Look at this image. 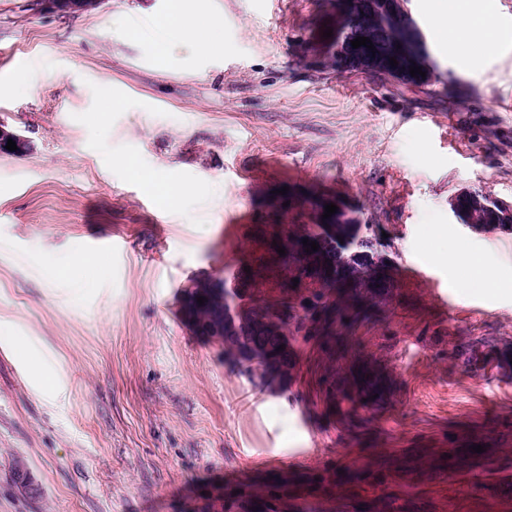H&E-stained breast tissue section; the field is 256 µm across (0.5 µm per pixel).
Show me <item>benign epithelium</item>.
Here are the masks:
<instances>
[{
    "label": "benign epithelium",
    "instance_id": "obj_1",
    "mask_svg": "<svg viewBox=\"0 0 512 512\" xmlns=\"http://www.w3.org/2000/svg\"><path fill=\"white\" fill-rule=\"evenodd\" d=\"M407 0H338L336 10V47L332 59L326 54H310V63L346 74H361L374 81L385 76L397 83L412 82L421 89L435 93L444 88V79L433 64L422 68L426 76H411L410 66L414 58L410 46L422 42V32L409 13ZM357 37L371 40L375 50L365 46L352 48L351 41ZM397 64L390 65V58ZM475 194L463 191L450 200L454 216L468 227L481 231L485 228L512 230V204H507L489 195L478 201L473 210L467 212L462 204Z\"/></svg>",
    "mask_w": 512,
    "mask_h": 512
}]
</instances>
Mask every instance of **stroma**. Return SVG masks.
Instances as JSON below:
<instances>
[{
	"instance_id": "35a3bbf8",
	"label": "stroma",
	"mask_w": 512,
	"mask_h": 512,
	"mask_svg": "<svg viewBox=\"0 0 512 512\" xmlns=\"http://www.w3.org/2000/svg\"><path fill=\"white\" fill-rule=\"evenodd\" d=\"M36 3L0 0V124L31 145L0 153V512H512V231L450 209L512 202V47L449 48L437 0H408L438 102L310 68L320 0H187L223 35L196 48L155 32L171 0ZM146 176L194 190L193 213ZM285 186L290 222L319 192L385 231L387 265L272 392L179 309L191 277L255 250ZM475 251L495 287L458 288ZM145 187L148 191L154 193L163 205L174 201H189V197L184 192L183 187L178 183L158 185L150 178H146ZM465 199H477L469 212L462 207ZM450 208L454 216L468 227L475 231H481L484 228L495 227L496 229L512 230V204H507L496 197L489 195L485 201L475 197L473 192L463 191L455 195L450 200ZM477 209L478 212L473 210ZM504 217V223L500 224L498 218ZM506 217V219H505Z\"/></svg>"
}]
</instances>
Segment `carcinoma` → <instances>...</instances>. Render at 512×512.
I'll return each instance as SVG.
<instances>
[{
    "label": "carcinoma",
    "instance_id": "carcinoma-1",
    "mask_svg": "<svg viewBox=\"0 0 512 512\" xmlns=\"http://www.w3.org/2000/svg\"><path fill=\"white\" fill-rule=\"evenodd\" d=\"M102 0H65L64 12L87 14L100 8ZM257 244L264 254L241 261L238 277L249 285L244 292L216 284L211 276L197 277L183 289L186 304L198 325L215 334L208 341L217 345L224 358L258 384L275 390L288 377L295 344L312 331L316 317L329 318L335 307L330 298L336 293V280L323 277L304 265L303 240H322L336 267H348L355 275V294L372 299L377 294L376 248L370 238H358L335 219H317L314 224H290L282 232L280 224L257 225ZM288 252L283 260L277 248ZM250 271H244V267ZM277 288L276 298L255 292L257 281ZM204 298V303L197 298ZM285 349H279V346Z\"/></svg>",
    "mask_w": 512,
    "mask_h": 512
}]
</instances>
